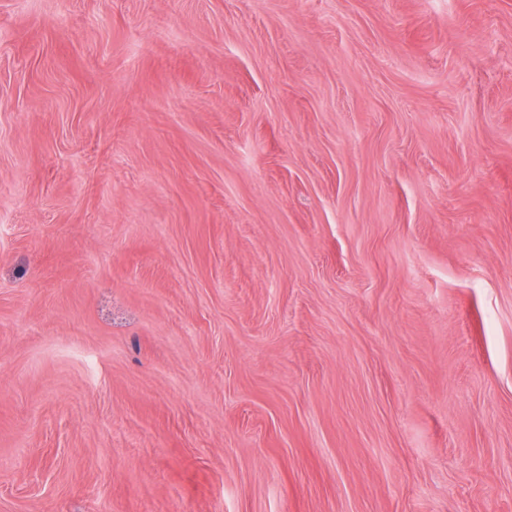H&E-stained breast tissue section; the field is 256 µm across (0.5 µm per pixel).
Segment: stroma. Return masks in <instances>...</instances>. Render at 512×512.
Returning a JSON list of instances; mask_svg holds the SVG:
<instances>
[{"instance_id": "35a3bbf8", "label": "stroma", "mask_w": 512, "mask_h": 512, "mask_svg": "<svg viewBox=\"0 0 512 512\" xmlns=\"http://www.w3.org/2000/svg\"><path fill=\"white\" fill-rule=\"evenodd\" d=\"M0 512H512V0H0Z\"/></svg>"}]
</instances>
